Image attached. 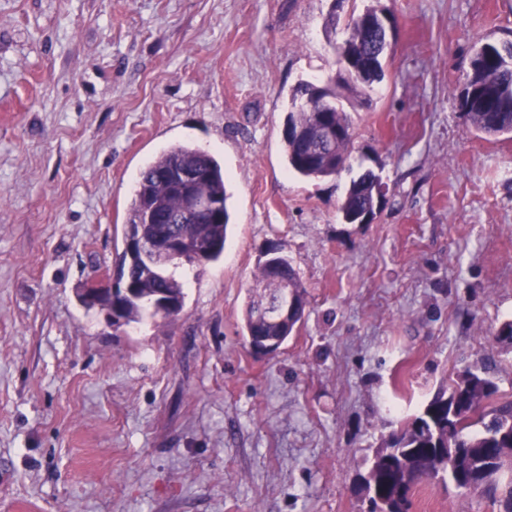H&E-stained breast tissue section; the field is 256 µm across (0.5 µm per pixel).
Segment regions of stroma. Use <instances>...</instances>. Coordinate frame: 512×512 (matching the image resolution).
<instances>
[{
  "label": "stroma",
  "instance_id": "stroma-1",
  "mask_svg": "<svg viewBox=\"0 0 512 512\" xmlns=\"http://www.w3.org/2000/svg\"><path fill=\"white\" fill-rule=\"evenodd\" d=\"M370 5L385 77L337 86L352 155L298 178L293 91L337 75ZM508 41L512 0H0V512H361L366 459L449 376L491 358L512 396V137L460 107L475 49ZM175 144L224 168V256L177 268V316L116 331L77 294ZM367 170L385 203L345 223ZM275 244L307 305L264 356L242 311ZM412 512L498 509L421 485Z\"/></svg>",
  "mask_w": 512,
  "mask_h": 512
}]
</instances>
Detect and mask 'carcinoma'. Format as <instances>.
<instances>
[{"mask_svg": "<svg viewBox=\"0 0 512 512\" xmlns=\"http://www.w3.org/2000/svg\"><path fill=\"white\" fill-rule=\"evenodd\" d=\"M347 26L349 38L337 51V62L345 69L341 78L352 88L369 87L384 76L379 33L365 27L361 15L353 12ZM296 95L304 102L287 114L285 124L302 128L305 138L283 137L288 169L303 178L333 176L353 150L347 114L336 104V91L329 84L302 83ZM460 104L476 131L492 137L512 134V43L500 47L484 43L476 49ZM326 121L343 136L325 140L320 130ZM179 165L196 166L205 173L201 191L219 205L220 220L189 224L179 219L178 200L164 183L167 172ZM378 183L371 171L352 180L339 206L345 222L355 223L365 208L373 206ZM227 200L222 165L214 156L189 145L170 147L141 172L124 237L141 229L148 235L166 233L199 245V252L151 267L138 254L124 250L117 267L139 288L125 303V324L141 321L159 291L183 307L184 282L173 269L184 263L204 265L223 256L230 224ZM284 281L294 293L296 309L288 320L268 323L259 315L262 299L280 290ZM306 305L305 286L288 256L280 248L266 253L243 311V335L250 348L274 340L275 349H280L303 320ZM506 472L512 474V399L499 394L496 363L487 359L456 373L418 415L389 432L374 450L366 472L359 475L356 492L365 505L363 512H411L410 492L421 483L437 482L471 491L479 482L483 485L480 493L498 506L499 512H512V480L506 486L501 481Z\"/></svg>", "mask_w": 512, "mask_h": 512, "instance_id": "carcinoma-1", "label": "carcinoma"}]
</instances>
